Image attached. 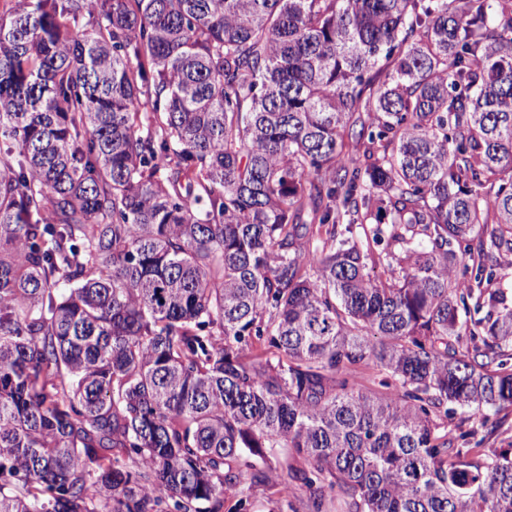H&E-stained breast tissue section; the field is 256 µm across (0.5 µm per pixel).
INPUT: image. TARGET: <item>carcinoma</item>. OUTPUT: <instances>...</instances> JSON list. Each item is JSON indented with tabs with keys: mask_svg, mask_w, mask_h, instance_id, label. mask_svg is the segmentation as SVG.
<instances>
[{
	"mask_svg": "<svg viewBox=\"0 0 512 512\" xmlns=\"http://www.w3.org/2000/svg\"><path fill=\"white\" fill-rule=\"evenodd\" d=\"M508 252L512 0H15L0 512H512ZM506 428H508L507 433H502L501 430L493 435H488L483 430H479L478 435L472 440L470 447L475 448L474 443L485 436L479 447H476L478 448L476 450H481L479 448H509L508 444L512 443V412H509ZM268 475V481L265 485L254 486L250 489L252 499L255 501L257 507L256 510H268V499L274 497L273 493L276 492L284 483L293 485L294 492L290 499L298 512H306L305 504L307 499L306 489L300 487L299 484L292 482L288 478L287 468L285 462L278 459H272L268 463V469L266 470Z\"/></svg>",
	"mask_w": 512,
	"mask_h": 512,
	"instance_id": "cac0c4a2",
	"label": "carcinoma"
}]
</instances>
